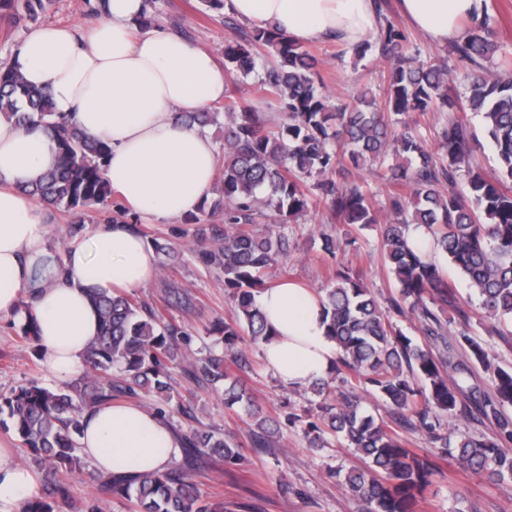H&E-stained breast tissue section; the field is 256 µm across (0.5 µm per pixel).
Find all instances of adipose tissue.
<instances>
[{
	"label": "adipose tissue",
	"instance_id": "obj_1",
	"mask_svg": "<svg viewBox=\"0 0 512 512\" xmlns=\"http://www.w3.org/2000/svg\"><path fill=\"white\" fill-rule=\"evenodd\" d=\"M427 38L462 37L463 20L482 15L484 0H400ZM249 23L278 27L299 42H361L376 29L373 0H228ZM144 0H108L106 16L79 31L45 25L31 30L9 65L36 87L49 88L54 112L108 144L106 177L133 213L169 221L198 212L215 183L213 139L184 125L179 113L223 101L228 76L212 53L158 28H138ZM56 163L54 142L0 116V316L28 297L39 321L42 366L65 383L86 370L98 314L91 295L133 290L158 271L152 247L123 223L101 224L88 235L50 246L44 205L20 187ZM260 306L276 332L263 348L273 374L293 386L326 376L337 354L326 334L320 300L283 283L264 291ZM81 452L100 472L166 470L182 437L140 405L115 402L84 417ZM37 475L0 440V512H20Z\"/></svg>",
	"mask_w": 512,
	"mask_h": 512
}]
</instances>
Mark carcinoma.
I'll return each instance as SVG.
<instances>
[{
  "label": "carcinoma",
  "mask_w": 512,
  "mask_h": 512,
  "mask_svg": "<svg viewBox=\"0 0 512 512\" xmlns=\"http://www.w3.org/2000/svg\"><path fill=\"white\" fill-rule=\"evenodd\" d=\"M53 0H0V19L34 20ZM378 26L374 41L352 46L362 60L371 55L389 62L382 102L364 90L348 102H332L324 91L318 58L277 29L253 27L224 47V70L235 84L251 78L279 104L278 118L256 110L244 97L224 95V105L181 117L200 129L224 124L218 198L203 200L200 239L214 238L205 252L223 273L234 315L211 330L224 350L188 359L178 337L181 326L161 319L147 302L119 292L95 294L100 332L88 351L86 372L49 388L29 380L0 394V417L25 453L26 464L41 475L44 491L22 503V512H103L97 500L78 501L67 476L82 468L79 436L85 414L112 403L117 395L139 391L156 397L155 411L190 414L175 401L173 370L198 385L224 391V405L244 406L253 448H268L278 430L261 413L251 392L233 379L226 356L240 370L247 360L239 345H263L273 333L258 304L271 285L269 271L288 251L281 228L310 213L329 210L342 224H379L386 264L397 295L382 309L378 299L349 269L321 289L327 335L336 342L330 368L344 392L321 379L312 383L318 397L304 414L288 413L308 446L318 450L332 437L353 449L362 465L347 471L341 484L371 506V512H416L437 472L435 463L404 446L398 429L412 425L426 432L440 455L492 482L512 479V369L493 364L483 344L457 332L466 359L457 360L446 340L443 321L453 311L468 323L466 311L449 290L427 242L468 280L492 330L512 326V63L499 58L494 19L488 11L471 21L453 45L469 64L465 91L451 94L452 74L422 58L420 48L383 14L375 0ZM448 111L439 138V156L426 147L414 115ZM482 116L493 142L499 171L488 175L472 161L465 114ZM0 116L26 131L41 129L56 143L54 168L26 189L35 201L84 221L93 209L112 201L105 177L107 144L53 112L50 93L28 85L12 68L0 67ZM402 161L379 169L388 192L380 220L359 183L339 185L328 178L337 168L384 165L389 152ZM224 215V232L205 217ZM415 225L428 239L409 236ZM15 316L18 335L40 352L37 316L22 300ZM416 320L424 337L415 343L394 317ZM490 375L492 392L477 384L478 370ZM370 386L395 414L393 425L367 413L356 388ZM470 413L493 425L489 435H456L448 414ZM182 459L156 473H109L98 478L97 494L131 503L133 512H224V499L204 494L197 475L212 457L226 462L241 456L240 442L212 426L182 435Z\"/></svg>",
  "instance_id": "1"
}]
</instances>
